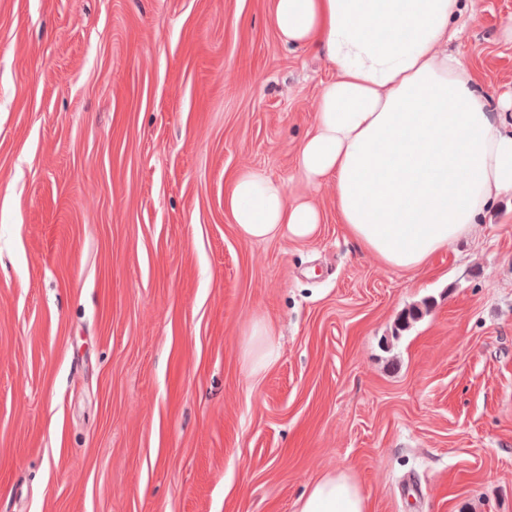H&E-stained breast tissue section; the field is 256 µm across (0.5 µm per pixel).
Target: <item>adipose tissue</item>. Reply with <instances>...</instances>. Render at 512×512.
I'll return each mask as SVG.
<instances>
[{
	"label": "adipose tissue",
	"mask_w": 512,
	"mask_h": 512,
	"mask_svg": "<svg viewBox=\"0 0 512 512\" xmlns=\"http://www.w3.org/2000/svg\"><path fill=\"white\" fill-rule=\"evenodd\" d=\"M475 0H272L288 45L316 49L334 72L294 156L298 191L265 172H233L224 210L249 241L312 239L322 212L306 188L333 182L350 237L387 268L416 271L474 232L512 195V129L487 108L449 53L448 30ZM275 359L274 329L256 321L243 348L251 375ZM296 512H369L358 484L328 473Z\"/></svg>",
	"instance_id": "adipose-tissue-1"
}]
</instances>
